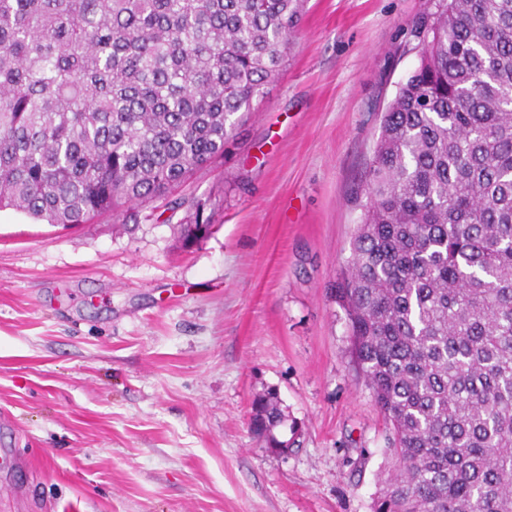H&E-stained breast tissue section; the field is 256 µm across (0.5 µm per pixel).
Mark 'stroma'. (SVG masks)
Returning <instances> with one entry per match:
<instances>
[{
    "label": "stroma",
    "mask_w": 512,
    "mask_h": 512,
    "mask_svg": "<svg viewBox=\"0 0 512 512\" xmlns=\"http://www.w3.org/2000/svg\"><path fill=\"white\" fill-rule=\"evenodd\" d=\"M434 0H303L222 159L137 221L0 211V512H372L392 433L328 286ZM212 234L184 245L193 202ZM275 391L295 445L250 429Z\"/></svg>",
    "instance_id": "35a3bbf8"
}]
</instances>
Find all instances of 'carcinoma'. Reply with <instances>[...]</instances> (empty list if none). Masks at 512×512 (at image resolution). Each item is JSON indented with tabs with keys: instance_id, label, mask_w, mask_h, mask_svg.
<instances>
[{
	"instance_id": "obj_1",
	"label": "carcinoma",
	"mask_w": 512,
	"mask_h": 512,
	"mask_svg": "<svg viewBox=\"0 0 512 512\" xmlns=\"http://www.w3.org/2000/svg\"><path fill=\"white\" fill-rule=\"evenodd\" d=\"M299 0H0V210L84 224L224 156ZM336 299L393 430L374 512H512V0H435ZM211 217L195 204L185 244ZM277 394L252 431L275 448Z\"/></svg>"
}]
</instances>
